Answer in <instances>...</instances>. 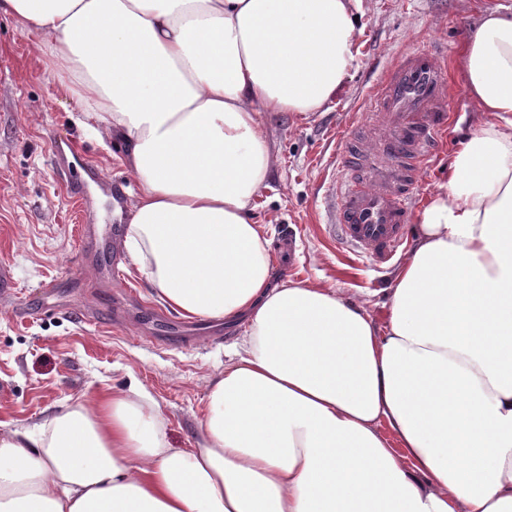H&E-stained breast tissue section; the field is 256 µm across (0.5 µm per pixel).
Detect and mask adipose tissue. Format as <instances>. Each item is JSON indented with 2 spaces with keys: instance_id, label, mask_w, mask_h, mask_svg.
Segmentation results:
<instances>
[{
  "instance_id": "ef3b65f1",
  "label": "adipose tissue",
  "mask_w": 512,
  "mask_h": 512,
  "mask_svg": "<svg viewBox=\"0 0 512 512\" xmlns=\"http://www.w3.org/2000/svg\"><path fill=\"white\" fill-rule=\"evenodd\" d=\"M363 0H0L114 143L125 247L184 317L245 322L196 448L142 388L0 433V512H512V8L474 24V123L370 298L274 284L252 218L281 112L356 65Z\"/></svg>"
}]
</instances>
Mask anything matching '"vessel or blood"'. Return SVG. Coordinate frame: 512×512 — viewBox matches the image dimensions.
<instances>
[{"mask_svg":"<svg viewBox=\"0 0 512 512\" xmlns=\"http://www.w3.org/2000/svg\"><path fill=\"white\" fill-rule=\"evenodd\" d=\"M446 69L436 49L404 53L368 93L364 124L369 140H341L333 156L326 229L359 259L390 262L406 241L419 175L443 144L448 120ZM103 239L86 224L81 238L118 266L117 238Z\"/></svg>","mask_w":512,"mask_h":512,"instance_id":"1","label":"vessel or blood"}]
</instances>
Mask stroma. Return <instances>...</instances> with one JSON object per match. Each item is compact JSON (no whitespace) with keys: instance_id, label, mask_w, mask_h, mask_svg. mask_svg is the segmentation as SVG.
Segmentation results:
<instances>
[{"instance_id":"35a3bbf8","label":"stroma","mask_w":512,"mask_h":512,"mask_svg":"<svg viewBox=\"0 0 512 512\" xmlns=\"http://www.w3.org/2000/svg\"><path fill=\"white\" fill-rule=\"evenodd\" d=\"M358 64L346 89L323 111L281 113L269 127L279 161L256 200L254 218L270 244L294 231L292 253L276 252L277 279H309L336 285L351 297L375 291L371 314L386 322L385 288L396 264L346 260L325 235L324 181L339 140L365 137L352 115L369 89L403 53L437 45L450 84L449 119L438 156L421 175L417 203L448 173L457 142L470 130L471 112L461 81L466 30L480 15L512 0H365ZM80 107L48 72L15 22L0 19V267L11 285L0 293V432L35 428L77 400L143 386L166 418L170 447L194 448L201 440L209 380L223 371L242 325L194 318L192 327L214 331L196 345L150 342L178 312L159 302L145 275L123 260L111 283L83 263L78 227L101 230L120 223L113 188L135 192L115 158L116 147L78 126ZM93 169L84 199H75L57 175L56 156ZM56 287L42 292L41 286Z\"/></svg>"}]
</instances>
